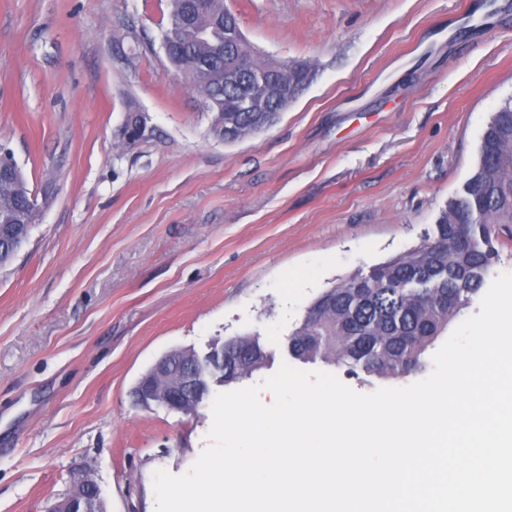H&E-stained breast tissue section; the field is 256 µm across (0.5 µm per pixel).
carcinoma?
Masks as SVG:
<instances>
[{
	"mask_svg": "<svg viewBox=\"0 0 512 512\" xmlns=\"http://www.w3.org/2000/svg\"><path fill=\"white\" fill-rule=\"evenodd\" d=\"M188 0H170L162 35L181 26ZM194 27L214 28L224 19V0H195ZM242 87L224 88V127L246 128L259 117L234 112ZM512 224V99L493 113L482 136L477 168L463 194L448 201L433 236L420 246L355 274L320 294L290 335V354L304 362L346 364L391 378L421 369L423 357L484 284L495 259L496 229ZM366 281L361 302L352 289ZM249 349L239 364L216 362L208 383L229 385L266 367L268 356L249 337L225 341Z\"/></svg>",
	"mask_w": 512,
	"mask_h": 512,
	"instance_id": "cac0c4a2",
	"label": "carcinoma"
}]
</instances>
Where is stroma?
I'll return each instance as SVG.
<instances>
[{
	"mask_svg": "<svg viewBox=\"0 0 512 512\" xmlns=\"http://www.w3.org/2000/svg\"><path fill=\"white\" fill-rule=\"evenodd\" d=\"M224 4L313 72L235 143L164 53L169 0H0V144L49 199L0 269V512H45L86 463L108 512H156L221 388L182 414L136 404L139 377L236 337L271 360L246 385L291 362L322 292L432 235L512 99V0Z\"/></svg>",
	"mask_w": 512,
	"mask_h": 512,
	"instance_id": "35a3bbf8",
	"label": "stroma"
}]
</instances>
